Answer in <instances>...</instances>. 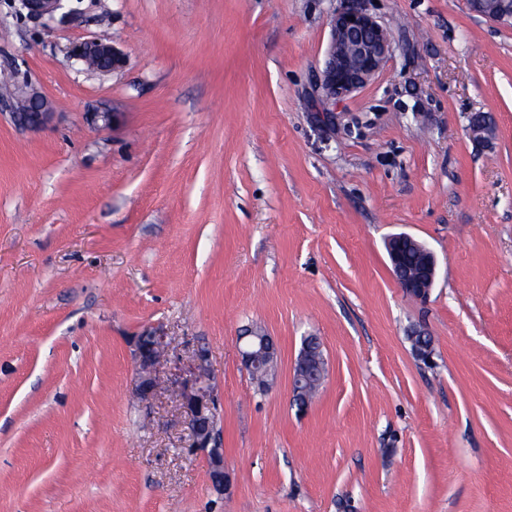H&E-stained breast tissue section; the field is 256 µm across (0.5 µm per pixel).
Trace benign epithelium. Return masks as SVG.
Returning a JSON list of instances; mask_svg holds the SVG:
<instances>
[{"instance_id": "7a95c632", "label": "benign epithelium", "mask_w": 512, "mask_h": 512, "mask_svg": "<svg viewBox=\"0 0 512 512\" xmlns=\"http://www.w3.org/2000/svg\"><path fill=\"white\" fill-rule=\"evenodd\" d=\"M61 2L62 0H22V6L31 17L51 18L61 9ZM329 26L330 40L319 82L325 100L336 103L374 79L388 61L392 45L387 28L376 16L363 9L359 0H340V6L330 16ZM70 56L88 69L102 73L115 71L125 63L124 53L109 39L95 38L78 43L71 48ZM10 99L16 108L14 118L25 127L41 129L53 117L48 101L27 84L15 85ZM468 130L475 141H489L495 132L491 114H472ZM404 240L412 242L422 257L420 267L413 272L405 269L399 250V244ZM386 250L391 273L399 288L416 300H426L437 278L438 262L435 254L406 233L388 238ZM427 335L428 332L424 329L416 330L412 334V338L416 339L413 352L419 360L426 363L432 356L431 347L424 343ZM242 340L243 367L258 386L264 387L267 385L268 367L276 363L278 356L273 338L265 332L250 331L242 336ZM312 340L311 336L303 338L293 368L292 391L296 399L304 398L306 385L319 383L325 376L321 349H313ZM167 347L166 336L158 328L139 338V376L136 391L140 396L146 398L156 394L159 386L158 367ZM181 397L191 429L189 447L208 453L211 483L222 494L228 489L230 480L224 472L223 449L215 444L217 406L210 383L207 353L203 350L195 354L193 377L186 382Z\"/></svg>"}]
</instances>
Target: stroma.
<instances>
[{
	"instance_id": "obj_1",
	"label": "stroma",
	"mask_w": 512,
	"mask_h": 512,
	"mask_svg": "<svg viewBox=\"0 0 512 512\" xmlns=\"http://www.w3.org/2000/svg\"><path fill=\"white\" fill-rule=\"evenodd\" d=\"M65 5L61 24L0 0V77L54 112L33 131L0 103V512H512V26L466 0H363L393 51L330 105L339 0ZM103 34L126 63L87 72L70 48ZM400 232L437 257L427 302L393 279ZM154 327L167 385L141 400ZM252 327L278 346L263 393ZM311 334L328 371L302 411ZM201 349L224 494L187 449ZM468 130L477 142H488L495 132V123L490 113L478 112L469 118ZM167 347L166 336L158 328L140 336L137 344L139 376L136 391L141 397L146 398L156 394L159 386L158 367ZM316 336H305L302 340V346L293 368L292 391L294 399L308 400L304 396L305 385L310 383L322 382L325 376L324 358L321 352V345L313 350L310 345Z\"/></svg>"
}]
</instances>
